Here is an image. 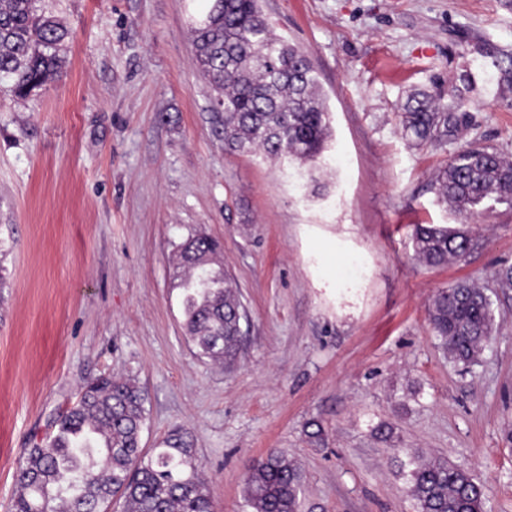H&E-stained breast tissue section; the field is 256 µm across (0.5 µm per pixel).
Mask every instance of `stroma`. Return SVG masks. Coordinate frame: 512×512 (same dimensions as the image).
Wrapping results in <instances>:
<instances>
[{
  "label": "stroma",
  "instance_id": "obj_1",
  "mask_svg": "<svg viewBox=\"0 0 512 512\" xmlns=\"http://www.w3.org/2000/svg\"><path fill=\"white\" fill-rule=\"evenodd\" d=\"M68 29L66 64L21 98L0 78V512L15 471L80 389L132 376L146 396L142 448L182 429L214 512H252V460L284 452L305 512H416L405 453L448 459L512 512V205L465 219L433 179L481 143L512 159V0H261L275 35L309 58L330 113L310 175L262 152H225L223 113L194 64L204 0H43ZM461 91L465 127L415 147L400 107ZM468 224L464 261L416 257L418 224ZM217 240L246 317L237 365L198 358L177 253ZM337 239L322 257L319 240ZM354 250L356 288L320 263ZM486 288L497 328L470 370L427 320L437 290ZM322 441L308 436L310 423Z\"/></svg>",
  "mask_w": 512,
  "mask_h": 512
}]
</instances>
